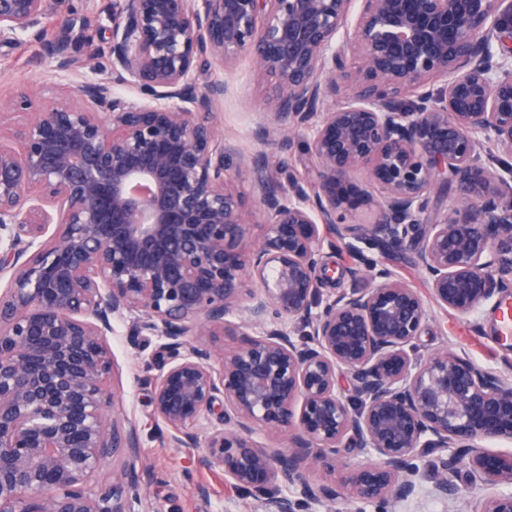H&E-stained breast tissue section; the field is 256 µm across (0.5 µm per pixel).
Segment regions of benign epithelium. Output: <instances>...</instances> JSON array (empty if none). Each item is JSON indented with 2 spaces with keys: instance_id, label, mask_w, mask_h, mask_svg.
<instances>
[{
  "instance_id": "1",
  "label": "benign epithelium",
  "mask_w": 512,
  "mask_h": 512,
  "mask_svg": "<svg viewBox=\"0 0 512 512\" xmlns=\"http://www.w3.org/2000/svg\"><path fill=\"white\" fill-rule=\"evenodd\" d=\"M109 38L69 0H0L74 76L0 122V512H142V455L115 416L114 323L152 336V418L261 512H399L484 492L512 512V380L440 348L430 305L512 294V0H112ZM255 59L275 93L253 131L302 138L311 179L265 151L234 185L211 62ZM372 186H357L359 175ZM453 195L429 219L431 194ZM261 233L250 237L248 201ZM361 258L341 272L325 250ZM411 251L430 299L383 257ZM365 279L358 288L323 285ZM225 336H242L226 348ZM275 427L287 446L267 448ZM122 461L112 484L97 475ZM342 463L341 484L307 469ZM433 473L424 487L426 470Z\"/></svg>"
}]
</instances>
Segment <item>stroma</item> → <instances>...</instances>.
I'll return each instance as SVG.
<instances>
[{
  "label": "stroma",
  "mask_w": 512,
  "mask_h": 512,
  "mask_svg": "<svg viewBox=\"0 0 512 512\" xmlns=\"http://www.w3.org/2000/svg\"><path fill=\"white\" fill-rule=\"evenodd\" d=\"M64 80V74L50 65L42 44L25 38L0 48V101L9 100L17 87L25 85L35 90V105H45ZM224 81L228 90L218 107V128L247 158L261 148L251 130L263 110L266 87L257 77L255 61L246 54L225 70ZM493 312L489 305L475 318L436 313L420 338L423 352L447 346L477 365L512 377V342L501 339ZM112 352L120 371L117 411L137 425L148 463L139 488L148 512H257L254 501L226 483L221 470L201 463L198 451L168 446L147 403L145 362L152 352L147 337L132 339L124 327H117Z\"/></svg>",
  "instance_id": "stroma-1"
}]
</instances>
